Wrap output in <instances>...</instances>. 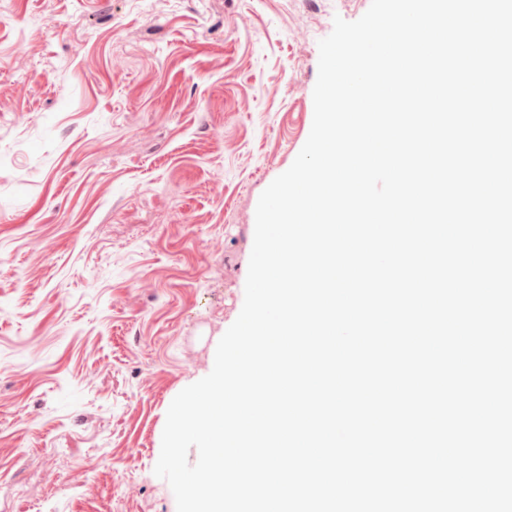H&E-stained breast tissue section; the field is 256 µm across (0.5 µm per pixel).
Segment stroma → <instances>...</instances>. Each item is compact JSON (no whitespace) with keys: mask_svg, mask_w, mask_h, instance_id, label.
<instances>
[{"mask_svg":"<svg viewBox=\"0 0 512 512\" xmlns=\"http://www.w3.org/2000/svg\"><path fill=\"white\" fill-rule=\"evenodd\" d=\"M371 0H0V512H177L168 408L239 316L320 40Z\"/></svg>","mask_w":512,"mask_h":512,"instance_id":"obj_1","label":"stroma"}]
</instances>
